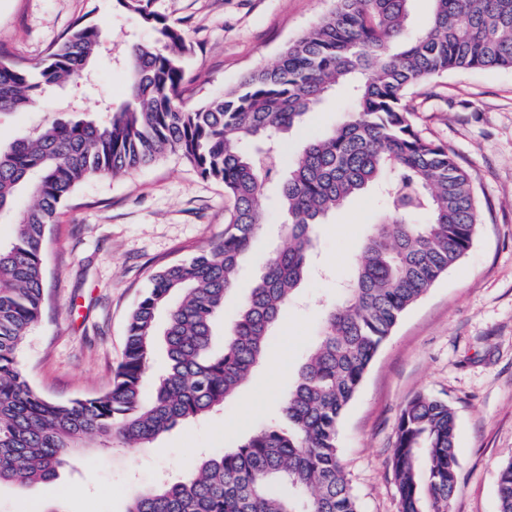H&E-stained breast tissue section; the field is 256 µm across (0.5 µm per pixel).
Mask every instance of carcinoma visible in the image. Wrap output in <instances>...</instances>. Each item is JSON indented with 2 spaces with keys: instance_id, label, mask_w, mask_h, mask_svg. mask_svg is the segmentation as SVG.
<instances>
[{
  "instance_id": "cac0c4a2",
  "label": "carcinoma",
  "mask_w": 512,
  "mask_h": 512,
  "mask_svg": "<svg viewBox=\"0 0 512 512\" xmlns=\"http://www.w3.org/2000/svg\"><path fill=\"white\" fill-rule=\"evenodd\" d=\"M412 0H336L277 62L205 105L182 96L185 32L152 0H116L157 33L123 56L126 104L100 118L54 121L0 145V484L50 483L69 454L99 440L150 445L179 423L224 405L264 354L267 337L307 272L315 230L368 187L390 214L368 236L343 297L326 309L320 338L283 402L288 427L266 426L232 451L207 455L186 479L133 496L126 512H360L340 462L341 418L402 315L470 249L479 211L469 171L448 145L423 137L409 91L452 70L512 69V0H432L425 28H410ZM103 50L95 24L75 20L38 67L0 55V112H22L82 76ZM338 87L352 110L306 142L288 176L274 159L285 134ZM180 154L219 182L231 205L224 236L165 266L131 312L123 362L95 397L60 402L30 383L19 351L45 307L43 247L59 205L80 182ZM279 183L286 246L266 263L224 349L211 348L240 259L262 229L265 184ZM34 202L17 206L20 194ZM167 371L151 377L156 315ZM151 390H146L148 379ZM456 415L427 394L399 415L389 464L400 512H450L459 489ZM288 486L290 493L277 490ZM500 512H512V462L500 469Z\"/></svg>"
}]
</instances>
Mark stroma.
Here are the masks:
<instances>
[{"label": "stroma", "mask_w": 512, "mask_h": 512, "mask_svg": "<svg viewBox=\"0 0 512 512\" xmlns=\"http://www.w3.org/2000/svg\"><path fill=\"white\" fill-rule=\"evenodd\" d=\"M332 7L333 0L152 2L192 45L182 87L191 106L274 64L285 44ZM82 15L101 28L105 58L89 78L72 79L45 103L0 118V141L70 118L78 106L96 112L103 103L116 109L126 102L116 59L127 42H151L156 34L115 0H0V52L39 63ZM408 99L421 134L447 144L469 169L482 223L467 255L378 350L341 420L340 460L361 512H399L389 467L395 424L409 399L428 394L457 416L460 488L451 512H498L499 469L512 461V69L451 71L412 89ZM351 106L347 93L337 92L289 133V150L330 132ZM278 195L277 184L266 185L264 228L215 322V349L223 348L238 309L285 240ZM229 206L223 185L176 154L82 182L61 206L44 246L48 302L20 355L31 384L62 402L106 388L123 359L128 315L152 276L220 236ZM385 211L371 189L318 225L312 264L268 339L265 362L224 406L181 422L146 448L75 449L56 479L78 491L62 512H125L134 492L181 481L201 456L235 448L265 426L285 425L283 400L318 340L324 312Z\"/></svg>", "instance_id": "35a3bbf8"}]
</instances>
